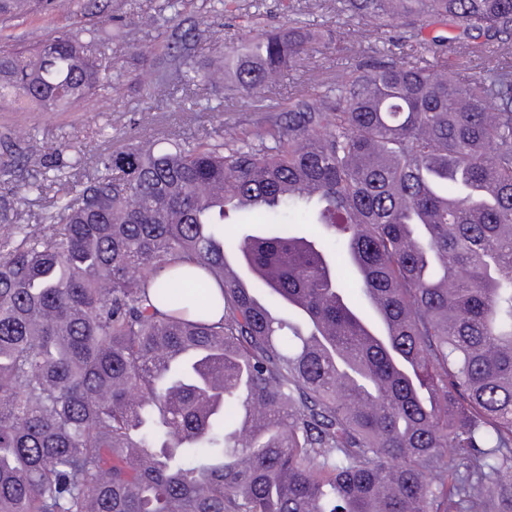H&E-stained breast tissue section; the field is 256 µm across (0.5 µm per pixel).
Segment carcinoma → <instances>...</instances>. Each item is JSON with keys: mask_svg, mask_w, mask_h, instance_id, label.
<instances>
[{"mask_svg": "<svg viewBox=\"0 0 512 512\" xmlns=\"http://www.w3.org/2000/svg\"><path fill=\"white\" fill-rule=\"evenodd\" d=\"M343 2L383 33L512 49V0ZM155 23L0 51V98L116 88L84 45ZM198 38L166 37L157 82L200 81ZM240 40L224 79L246 93L346 50L298 21ZM62 158L0 140V512H512L511 61L361 59L239 135L137 136L74 181L47 176ZM17 177L53 191L35 224ZM282 206L310 230L224 234Z\"/></svg>", "mask_w": 512, "mask_h": 512, "instance_id": "cac0c4a2", "label": "carcinoma"}]
</instances>
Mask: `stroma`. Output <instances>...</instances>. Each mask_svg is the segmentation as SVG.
<instances>
[{
	"label": "stroma",
	"instance_id": "stroma-1",
	"mask_svg": "<svg viewBox=\"0 0 512 512\" xmlns=\"http://www.w3.org/2000/svg\"><path fill=\"white\" fill-rule=\"evenodd\" d=\"M163 0H109L106 13L89 8L88 0H69L63 11L42 6L28 8L8 22L0 48L30 54L50 35L53 28L73 22L83 27L101 26L106 16L159 11ZM217 0H185L180 13H165L164 30H184L197 26L201 31L197 53L212 67L222 66L225 54L238 44L235 27L223 24ZM241 15H263L266 23L288 24L296 18L312 29L339 30L351 50L339 54L316 47L280 80L254 94L223 91L218 109L201 110L181 88L157 85L150 58L159 49L157 30H135L127 40L92 46L90 52L102 62L112 63L124 74L115 91L89 95L68 112H39L0 98V139L24 130L43 152L64 148L67 175L80 177L97 155L124 149L129 137L146 132L158 137L182 136L193 139L214 131L234 134L251 128L263 115L278 110L288 95L317 83H331L344 76L355 59L377 51L386 53L389 42L371 32L364 22L347 18L340 11V0H237Z\"/></svg>",
	"mask_w": 512,
	"mask_h": 512
}]
</instances>
